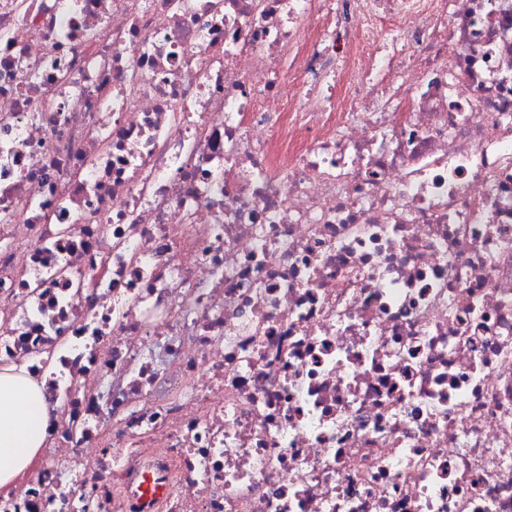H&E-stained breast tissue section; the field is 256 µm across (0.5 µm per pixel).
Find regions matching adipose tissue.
Segmentation results:
<instances>
[{
    "instance_id": "1",
    "label": "adipose tissue",
    "mask_w": 512,
    "mask_h": 512,
    "mask_svg": "<svg viewBox=\"0 0 512 512\" xmlns=\"http://www.w3.org/2000/svg\"><path fill=\"white\" fill-rule=\"evenodd\" d=\"M50 417L42 388L25 369L0 366V492L17 491L38 462Z\"/></svg>"
}]
</instances>
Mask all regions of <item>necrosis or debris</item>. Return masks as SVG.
Here are the masks:
<instances>
[{"instance_id": "necrosis-or-debris-1", "label": "necrosis or debris", "mask_w": 512, "mask_h": 512, "mask_svg": "<svg viewBox=\"0 0 512 512\" xmlns=\"http://www.w3.org/2000/svg\"><path fill=\"white\" fill-rule=\"evenodd\" d=\"M0 364V512H512V0H0ZM50 408L23 367L0 366V492L17 491L45 447Z\"/></svg>"}]
</instances>
